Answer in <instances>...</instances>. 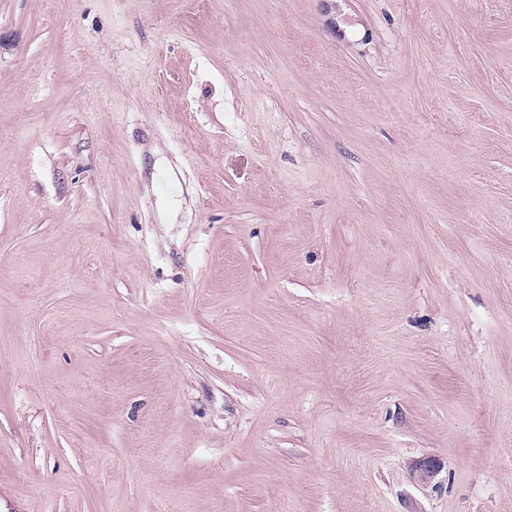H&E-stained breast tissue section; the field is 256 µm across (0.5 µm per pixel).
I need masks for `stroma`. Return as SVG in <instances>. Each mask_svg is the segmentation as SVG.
Listing matches in <instances>:
<instances>
[{
  "label": "stroma",
  "mask_w": 512,
  "mask_h": 512,
  "mask_svg": "<svg viewBox=\"0 0 512 512\" xmlns=\"http://www.w3.org/2000/svg\"><path fill=\"white\" fill-rule=\"evenodd\" d=\"M0 512H512V0H0Z\"/></svg>",
  "instance_id": "35a3bbf8"
}]
</instances>
